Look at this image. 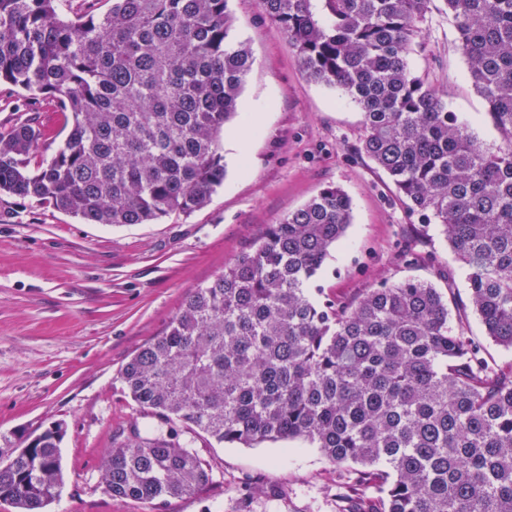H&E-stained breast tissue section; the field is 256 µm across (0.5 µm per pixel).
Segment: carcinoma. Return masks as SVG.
Segmentation results:
<instances>
[{
  "mask_svg": "<svg viewBox=\"0 0 512 512\" xmlns=\"http://www.w3.org/2000/svg\"><path fill=\"white\" fill-rule=\"evenodd\" d=\"M231 0H112L66 18L61 0H0V82L71 114L63 145L30 167L33 117L0 134V195L86 224H150L207 205L224 183L221 137L253 65ZM432 0H258L307 78L362 113L359 150L412 213L442 226L468 270L485 333L512 349V0H445L469 78L503 145L469 126L410 67ZM323 188L189 293L122 370L132 400L172 430L137 423L100 465L113 496L160 509L212 468L195 440L300 441L353 487L340 512H512V365L480 354L432 283L383 281L352 306L311 293L351 224ZM62 427L0 462V500L44 512L61 493Z\"/></svg>",
  "mask_w": 512,
  "mask_h": 512,
  "instance_id": "1",
  "label": "carcinoma"
}]
</instances>
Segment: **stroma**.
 <instances>
[{
    "mask_svg": "<svg viewBox=\"0 0 512 512\" xmlns=\"http://www.w3.org/2000/svg\"><path fill=\"white\" fill-rule=\"evenodd\" d=\"M239 40L252 52L241 108L261 134L243 149L241 128L224 131V184L190 214L152 224H84L28 199L0 196V453L58 424L64 430V485L48 512H152L106 493L99 465L116 432L131 423L157 427L127 394L120 373L136 350L160 334L186 295L221 274L269 226L329 185L353 202L352 223L317 280L324 294L353 305L383 279L426 280L450 300L484 357L505 366L512 350L491 341L467 300V270L441 228L422 223L385 173L357 147L362 114L339 89L309 80L287 36L256 0H234ZM425 39L410 65L465 122L483 147L503 136L467 76L453 20L433 0ZM0 84V133L40 110L52 156L67 129L63 113ZM212 467L202 490L169 499L162 512H336V471L319 449L283 443L250 448L197 441Z\"/></svg>",
    "mask_w": 512,
    "mask_h": 512,
    "instance_id": "obj_1",
    "label": "stroma"
}]
</instances>
